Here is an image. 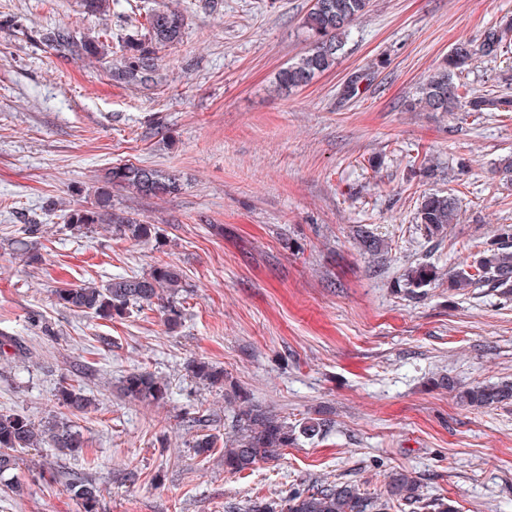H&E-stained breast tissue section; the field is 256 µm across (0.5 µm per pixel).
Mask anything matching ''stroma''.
I'll return each instance as SVG.
<instances>
[{"instance_id":"obj_1","label":"stroma","mask_w":512,"mask_h":512,"mask_svg":"<svg viewBox=\"0 0 512 512\" xmlns=\"http://www.w3.org/2000/svg\"><path fill=\"white\" fill-rule=\"evenodd\" d=\"M313 0H112L109 15L77 0H0V411L32 421L67 416L62 378L94 400L75 416L85 448L19 454L22 495L0 484V512H80L68 475L101 490L99 512H244L307 481L341 479L375 491L415 476L425 498L458 512H512V406L477 410L438 387L512 380V298L482 288L416 295L397 281L426 259L440 269L473 260L512 224V185L494 172L512 155V112H409L404 102L452 47L480 44L512 0H371L345 53L288 96L276 73L307 48ZM178 8L180 43L157 52L161 82L128 86L107 63L61 59L30 31L67 25L113 40L143 30L146 8ZM370 70L342 97L352 73ZM476 93L512 94V52L476 58L462 77ZM124 163L175 174L163 200L116 188L115 208L155 225L138 244L96 229L75 234L60 211L90 204L106 170ZM458 200L442 243L415 213L424 195ZM44 222L42 263L13 249L29 218ZM372 228L388 250H359ZM180 269L183 319L158 310L99 320L59 306L62 282L104 284L158 264ZM202 358L229 382L297 424L328 418L325 437L299 439L278 460L239 474L222 448H190L186 421L231 434L224 395L195 383ZM143 368L172 391L161 404L122 400L117 386ZM52 477H40L35 462ZM137 484L124 478L128 465Z\"/></svg>"}]
</instances>
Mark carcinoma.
Listing matches in <instances>:
<instances>
[{
  "label": "carcinoma",
  "instance_id": "obj_1",
  "mask_svg": "<svg viewBox=\"0 0 512 512\" xmlns=\"http://www.w3.org/2000/svg\"><path fill=\"white\" fill-rule=\"evenodd\" d=\"M370 0H315L304 19L310 39L309 47L295 61L281 68L273 85L277 93H286L308 86L316 77L331 69L345 47L353 23L369 8ZM183 18L176 9L158 10L147 18L143 34H129L119 43L120 64L111 69L112 79L127 85L145 84L158 80L157 50L182 39ZM512 36V18H506L485 30L479 46L456 44L443 64L418 89V95L408 103L411 112H452L463 108L482 114L503 108L512 110V97H490L486 94L460 92V75L473 56L495 58L507 47ZM36 40L63 58L91 59L102 62L107 58L104 43L97 38L77 33L66 26H56L45 32H35ZM119 187L138 195L162 199L181 190L179 179L160 170L134 164L112 167L101 186L95 191L94 202L88 207L66 209L62 215L72 231L84 232L106 225L125 239L147 243L156 236L152 224H142L127 212L112 205V188ZM457 217L455 198L444 193H430L422 198L416 220L426 237L439 241L447 236L448 227ZM43 224L31 220L20 228L21 238L15 241L18 254L26 265L41 262L37 238ZM361 248L372 254L382 250L380 240L366 229L357 230ZM411 291L429 288L447 281L448 289L490 288L512 296V225L505 224L498 237L486 244L474 261L461 262L443 272L426 260H418L402 274ZM184 288L181 273L171 265H159L147 275H126L105 285L92 282H64L53 289L56 303L62 307L110 320L123 317L134 308L159 306L169 329H175L182 319L180 292ZM189 376L200 384L224 389L225 409L231 415V439L224 442V469L241 473L260 461L275 459L282 449L291 447L304 437L312 439L326 432L331 420L310 418L299 425H289L278 414L252 402L250 395L239 387H226L224 370L202 359L187 363ZM440 386L455 393L461 403L476 408H494L512 401V383L485 384L458 390L448 379ZM120 391L131 401L161 403L168 398V384L157 375L134 370L123 377ZM58 402L71 413H82L93 404L80 387L64 378L56 394ZM213 434H199L191 441L194 452L203 456L216 447ZM81 431L68 420L55 416L37 424L27 416L0 414V480L18 467L15 455L25 448H50L57 456H77L84 448ZM66 491L79 503L83 512H98L99 488L84 477L72 475ZM420 504L424 512H456L451 502L434 498L421 502L418 483L408 473L388 476L383 490L370 493L350 483L337 480H315L295 488L275 501L256 498L247 512H391L406 504Z\"/></svg>",
  "mask_w": 512,
  "mask_h": 512
}]
</instances>
